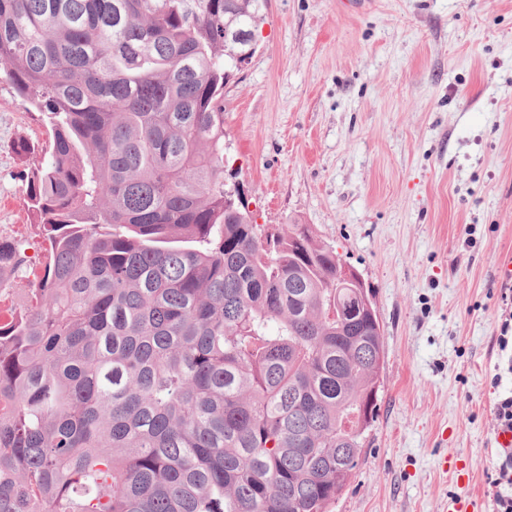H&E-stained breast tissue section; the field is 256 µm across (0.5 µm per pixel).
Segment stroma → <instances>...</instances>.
<instances>
[{
  "mask_svg": "<svg viewBox=\"0 0 512 512\" xmlns=\"http://www.w3.org/2000/svg\"><path fill=\"white\" fill-rule=\"evenodd\" d=\"M46 131L0 75V233L38 247L17 145ZM224 141L256 223L310 225L383 329L379 410L332 512H492L512 0H267Z\"/></svg>",
  "mask_w": 512,
  "mask_h": 512,
  "instance_id": "stroma-1",
  "label": "stroma"
}]
</instances>
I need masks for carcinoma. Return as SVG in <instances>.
Masks as SVG:
<instances>
[{"label": "carcinoma", "instance_id": "carcinoma-1", "mask_svg": "<svg viewBox=\"0 0 512 512\" xmlns=\"http://www.w3.org/2000/svg\"><path fill=\"white\" fill-rule=\"evenodd\" d=\"M260 0H0V70L49 127L22 174L36 287L0 317V512H330L380 323L307 224L224 170ZM0 237V276L23 266Z\"/></svg>", "mask_w": 512, "mask_h": 512}]
</instances>
